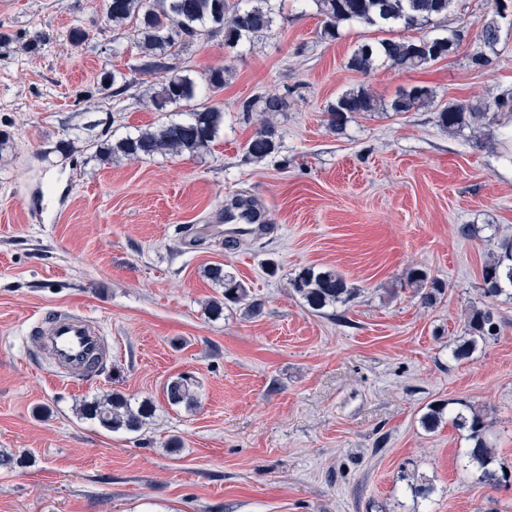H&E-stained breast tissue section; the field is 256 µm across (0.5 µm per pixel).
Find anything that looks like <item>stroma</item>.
<instances>
[{
    "mask_svg": "<svg viewBox=\"0 0 512 512\" xmlns=\"http://www.w3.org/2000/svg\"><path fill=\"white\" fill-rule=\"evenodd\" d=\"M102 4L0 0V449L25 458L0 470V512H512V488L462 470L464 431L421 423L432 403L483 409L512 468V297L480 292L484 261L512 237V137L495 124L481 147L428 109L359 114L341 135L326 122L328 104L360 85L385 103L413 85L441 103L512 90V12L490 65L471 56L491 0H454L433 29L462 31L453 53L362 74L347 60L377 31L345 23L323 39L313 0H286L268 34L185 52L198 101L209 71L226 70L224 127L206 151L104 161L102 140L185 114L139 101L152 75L118 98L98 92L102 72L138 59L100 22ZM76 27L89 33L77 46ZM38 32L45 41L25 52ZM274 92L288 98L271 117L281 147L247 161L264 116L237 106ZM234 197L275 232H235L224 221ZM215 264L263 300L260 316L208 315L222 296L204 274ZM310 266L359 296L332 316L310 312L289 285ZM416 268L443 283L435 303L409 285ZM475 307L492 309L499 334L454 359ZM64 310L112 342L94 377L54 381L31 333ZM187 373L201 384L190 411L165 396ZM112 392L153 402L146 429L113 433L78 414ZM416 477L430 497L411 491Z\"/></svg>",
    "mask_w": 512,
    "mask_h": 512,
    "instance_id": "35a3bbf8",
    "label": "stroma"
}]
</instances>
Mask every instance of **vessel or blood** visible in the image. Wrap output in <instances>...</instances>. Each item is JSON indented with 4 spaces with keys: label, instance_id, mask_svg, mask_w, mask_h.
<instances>
[{
    "label": "vessel or blood",
    "instance_id": "b4317fda",
    "mask_svg": "<svg viewBox=\"0 0 512 512\" xmlns=\"http://www.w3.org/2000/svg\"><path fill=\"white\" fill-rule=\"evenodd\" d=\"M42 343L50 348L58 368L66 374L96 373L112 356V349L88 320L59 313L38 325Z\"/></svg>",
    "mask_w": 512,
    "mask_h": 512
}]
</instances>
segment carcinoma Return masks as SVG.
Here are the masks:
<instances>
[{"mask_svg":"<svg viewBox=\"0 0 512 512\" xmlns=\"http://www.w3.org/2000/svg\"><path fill=\"white\" fill-rule=\"evenodd\" d=\"M242 0H104L103 24L112 30H127L135 46L141 51V62L135 68L140 73H161L162 79L155 88H149L146 98L161 112L169 107L177 109L197 96V82L191 70L179 69L176 60L197 39L224 34V47L235 49L240 42L271 31L280 13V0H249L251 5L240 7ZM323 17L321 35L334 40L339 26L355 21L381 32L411 31L434 24L436 18L448 13L453 0H313ZM500 25L497 16L483 19L481 49L471 56L472 64L486 66L490 59L485 50H492L499 41ZM456 33L447 36H422L419 38L394 35L377 38L359 45L349 56L346 67L367 74L383 60L400 70H415L447 56L457 46ZM135 79L121 71H105L99 90L110 97L122 95L133 86ZM288 106L283 95L267 94L241 102L238 111L244 115L252 112H282ZM431 106L436 124L450 132L470 128L476 132L494 124L498 114L512 110V93L503 92L489 100L473 103L436 102L433 91L425 86H413L400 91L388 104L391 112H411ZM379 103L366 88H350L342 92L328 106V123L341 134L349 119L361 112H375ZM224 126V107L201 102L189 111L185 121H168L155 127L140 129L112 143H104L100 154L130 159L151 158L156 155L195 154L206 150ZM278 128L264 121L255 130L246 146V157L262 160L279 148ZM225 219L238 217L248 224H264V212L241 198L234 199L224 209ZM209 278L222 285L224 300L211 305V313L218 316L223 302L244 306L247 314L258 316L264 303L250 294L248 288L235 275L224 271L220 265L208 268ZM483 296L495 298L512 292V241L500 243L498 252L482 266ZM411 283L423 291L422 300L432 303L442 291L438 281L428 277L421 269L410 271ZM293 292L316 313L327 307L346 306L359 295L360 289L344 276L329 270L306 267L290 281ZM499 323L491 309L475 308L468 321V337L453 350L456 359L471 355L480 341L498 335ZM198 381L190 375L180 374L166 385V398L174 406L188 408L197 405ZM152 404L143 401L134 406L131 399L118 394L103 395L84 404L80 412L85 418L96 421L112 433H137L152 415ZM459 430L468 432L470 447L462 454V469L476 480L493 486H512V474L504 463L496 459L492 444L486 437L484 415L466 403L451 416Z\"/></svg>","mask_w":512,"mask_h":512,"instance_id":"1","label":"carcinoma"}]
</instances>
